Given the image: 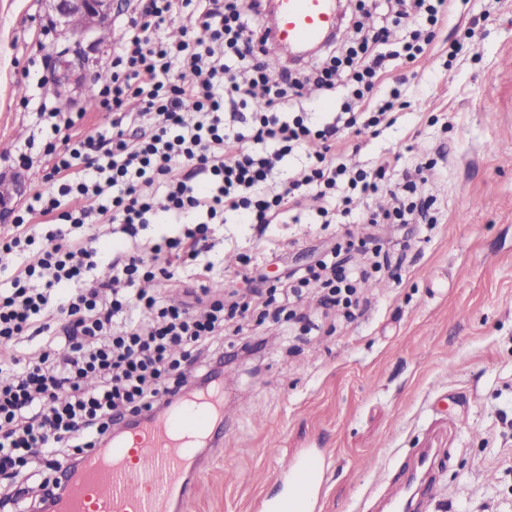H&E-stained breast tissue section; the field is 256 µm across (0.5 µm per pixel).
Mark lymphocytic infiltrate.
<instances>
[{
  "label": "lymphocytic infiltrate",
  "instance_id": "f902f5d3",
  "mask_svg": "<svg viewBox=\"0 0 512 512\" xmlns=\"http://www.w3.org/2000/svg\"><path fill=\"white\" fill-rule=\"evenodd\" d=\"M382 26L357 31L340 47H327L307 64L286 66L270 81L264 59L263 16L251 0H146L112 48V79L94 109L108 112V127L79 133L84 112L41 106L51 165L45 190L33 193L13 218L0 251L25 255L40 245L38 264L25 265L0 287V340L24 335L43 318L62 319L60 334L34 356H0V505L28 500L29 482L41 474L48 506L63 486L59 461L107 442L127 416L150 417L186 385L182 365L207 368L224 362V327L244 308L214 299L207 312L172 305L141 280L175 277L191 262L210 273L211 224L235 213L259 227L276 223L285 205L308 196L322 205L313 224L358 216L363 224L434 223L431 200L416 197L429 169L423 159L387 175L342 161L345 135L378 127L402 105V82L378 84L390 61L415 62L443 19L446 0H390ZM181 19V37L167 25ZM209 33L196 37L197 29ZM338 103L335 112L302 104L307 89ZM137 100V117L125 110ZM305 161L283 174L287 160ZM388 209L368 206L378 194ZM41 217L53 230L38 239L30 222ZM119 225L136 238L150 224L181 231L145 250L118 252L109 276L94 277L95 249L70 243L68 228ZM360 268L328 253L290 283L267 289L264 307L282 305L304 287L323 283L325 308L350 304Z\"/></svg>",
  "mask_w": 512,
  "mask_h": 512
}]
</instances>
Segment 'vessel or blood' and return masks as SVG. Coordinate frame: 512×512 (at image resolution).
<instances>
[{"mask_svg":"<svg viewBox=\"0 0 512 512\" xmlns=\"http://www.w3.org/2000/svg\"><path fill=\"white\" fill-rule=\"evenodd\" d=\"M264 28L283 47L302 48L338 32L333 0H260ZM232 419L224 386L187 397L152 418L133 420L124 434L63 464L65 490L54 512H184L203 472V449ZM331 459L330 449L296 458L279 497L262 512H314Z\"/></svg>","mask_w":512,"mask_h":512,"instance_id":"b4317fda","label":"vessel or blood"}]
</instances>
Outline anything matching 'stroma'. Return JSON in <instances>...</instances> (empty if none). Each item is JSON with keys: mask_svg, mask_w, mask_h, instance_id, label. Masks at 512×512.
I'll use <instances>...</instances> for the list:
<instances>
[{"mask_svg": "<svg viewBox=\"0 0 512 512\" xmlns=\"http://www.w3.org/2000/svg\"><path fill=\"white\" fill-rule=\"evenodd\" d=\"M469 26L473 45L449 57L454 31ZM72 46L88 73L112 63L111 40L65 38L42 0H0L7 208L45 186L37 107L54 97L49 54ZM401 73L409 104L362 135L359 160L402 168L430 152L423 190L438 222L386 230L381 246L399 276L376 275L353 318L336 314L305 335L249 315L243 332L226 333L224 405L242 415L208 453L185 512H261L280 492L285 461L307 448L333 453L320 512H356L423 447L437 451L426 512H512V0H452L426 54ZM23 154L31 167H20ZM7 208L0 235L12 227ZM348 231L364 236L359 224L261 231L227 214L209 234L225 270L205 285L252 297L251 283L233 275L240 256L256 258L272 282Z\"/></svg>", "mask_w": 512, "mask_h": 512, "instance_id": "stroma-1", "label": "stroma"}]
</instances>
